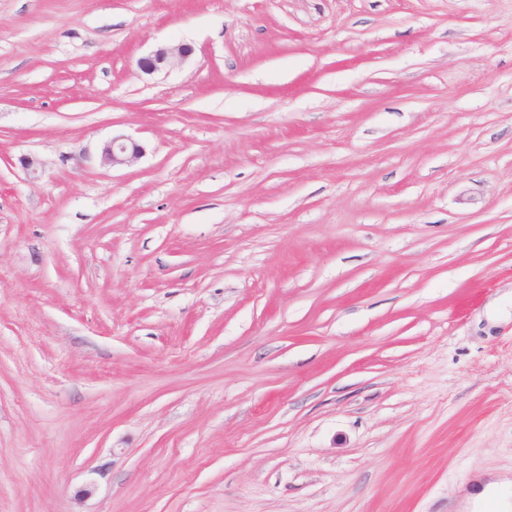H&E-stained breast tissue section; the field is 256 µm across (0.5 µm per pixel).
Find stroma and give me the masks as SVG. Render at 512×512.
Instances as JSON below:
<instances>
[{
    "label": "stroma",
    "mask_w": 512,
    "mask_h": 512,
    "mask_svg": "<svg viewBox=\"0 0 512 512\" xmlns=\"http://www.w3.org/2000/svg\"><path fill=\"white\" fill-rule=\"evenodd\" d=\"M504 476L512 0H0V512ZM192 48L186 44L159 46L137 61L141 72L151 75L160 71H169L184 64L192 55ZM143 148L124 135L112 136L101 151V163L107 166H124L140 158Z\"/></svg>",
    "instance_id": "stroma-1"
}]
</instances>
